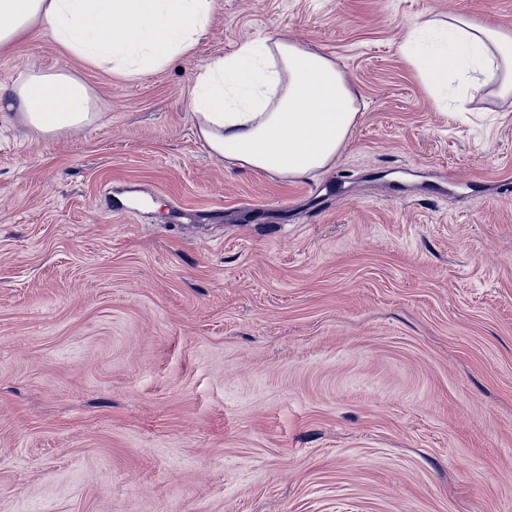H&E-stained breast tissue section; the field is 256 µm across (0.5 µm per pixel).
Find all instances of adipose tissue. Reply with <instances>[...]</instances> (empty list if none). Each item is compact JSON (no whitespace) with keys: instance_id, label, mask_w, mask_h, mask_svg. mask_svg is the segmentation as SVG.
Segmentation results:
<instances>
[{"instance_id":"obj_1","label":"adipose tissue","mask_w":512,"mask_h":512,"mask_svg":"<svg viewBox=\"0 0 512 512\" xmlns=\"http://www.w3.org/2000/svg\"><path fill=\"white\" fill-rule=\"evenodd\" d=\"M212 0H0V48L46 26L70 55L133 78L187 54L205 32ZM437 100L471 76L512 94V36L465 15L415 22L401 44ZM209 154L243 169L305 179L328 167L360 114L336 62L277 34L244 42L196 75L190 102ZM95 103L67 72L21 75L0 87V118L41 136L90 125Z\"/></svg>"}]
</instances>
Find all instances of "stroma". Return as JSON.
<instances>
[{"mask_svg":"<svg viewBox=\"0 0 512 512\" xmlns=\"http://www.w3.org/2000/svg\"><path fill=\"white\" fill-rule=\"evenodd\" d=\"M512 0H213L135 79L42 27L97 120L0 122V512H512V96L435 102L400 53ZM287 34L361 102L331 166L211 157L196 73Z\"/></svg>","mask_w":512,"mask_h":512,"instance_id":"obj_1","label":"stroma"}]
</instances>
